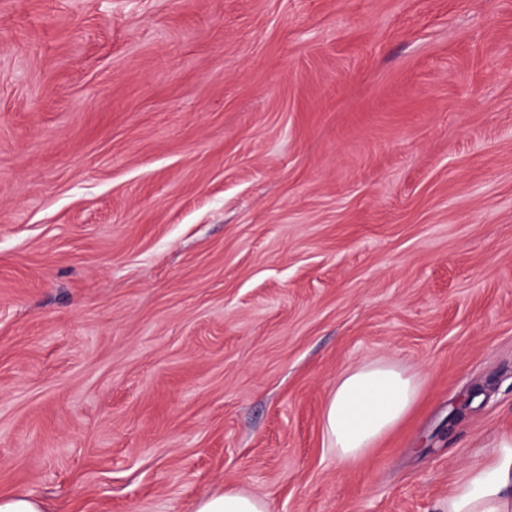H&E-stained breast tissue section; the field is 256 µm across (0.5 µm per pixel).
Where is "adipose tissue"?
<instances>
[{
  "label": "adipose tissue",
  "mask_w": 512,
  "mask_h": 512,
  "mask_svg": "<svg viewBox=\"0 0 512 512\" xmlns=\"http://www.w3.org/2000/svg\"><path fill=\"white\" fill-rule=\"evenodd\" d=\"M418 397L415 378L393 365L345 371L323 411L329 450L342 463L360 459L405 420ZM439 510L512 512V431L495 437L485 458L461 466ZM194 512H269V506L262 497L227 490L200 499Z\"/></svg>",
  "instance_id": "ef3b65f1"
}]
</instances>
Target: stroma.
Returning <instances> with one entry per match:
<instances>
[{
	"label": "stroma",
	"instance_id": "stroma-1",
	"mask_svg": "<svg viewBox=\"0 0 512 512\" xmlns=\"http://www.w3.org/2000/svg\"><path fill=\"white\" fill-rule=\"evenodd\" d=\"M398 365L350 466L322 414ZM512 429V0H0V494L435 512ZM419 397L413 376L385 363L345 371L326 402L322 426L329 450L354 462L401 424ZM194 512H270L266 500L250 493L227 490L200 499Z\"/></svg>",
	"mask_w": 512,
	"mask_h": 512
}]
</instances>
